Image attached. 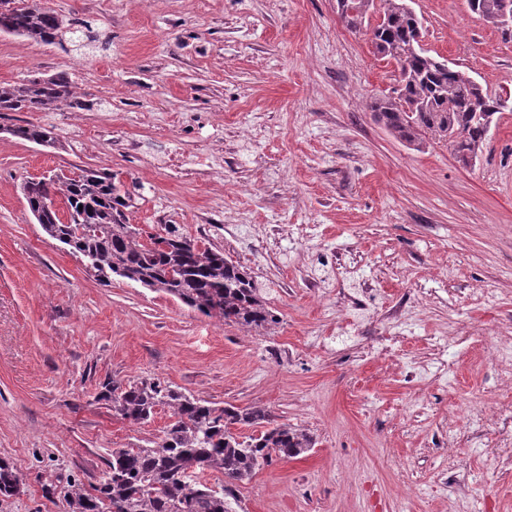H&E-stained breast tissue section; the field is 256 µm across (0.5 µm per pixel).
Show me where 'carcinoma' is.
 <instances>
[{
	"label": "carcinoma",
	"mask_w": 512,
	"mask_h": 512,
	"mask_svg": "<svg viewBox=\"0 0 512 512\" xmlns=\"http://www.w3.org/2000/svg\"><path fill=\"white\" fill-rule=\"evenodd\" d=\"M404 0H383V22L372 30V44L382 59L400 65L396 95L370 104L376 122L394 137L421 149L425 138L448 143L455 161L473 166L482 153L494 116L504 109L502 96L491 95L466 72L448 66L423 48L422 19L403 6ZM503 0H468L471 12L485 20L496 17ZM347 26L368 22L370 0H340ZM63 20L37 0H0V32L52 45L61 37ZM413 105L403 112L400 102ZM78 105L72 82L63 74L0 84V112H41L61 104ZM8 133L38 143L54 137L35 125ZM31 213H40L42 230L77 253H91V268L106 281L116 275L154 291L169 294L220 324H236L258 332L275 321L246 269L224 253L177 230L152 246L145 230L128 223L125 209L132 192L114 174L80 170L26 180L21 184ZM66 203L71 221L63 223L48 204ZM112 409L123 419L143 423L155 408L169 409L173 421L160 442L150 448H114L106 476L86 488L76 480L45 489L60 494L68 512H229L226 498L249 482L261 466L288 461L313 448V438L286 423H273L261 406L246 408L189 396L160 381L105 386ZM250 428L244 435L241 429ZM224 476L217 488L200 484L189 465ZM22 474L0 460V495L22 492Z\"/></svg>",
	"instance_id": "carcinoma-1"
}]
</instances>
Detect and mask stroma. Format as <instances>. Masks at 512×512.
I'll list each match as a JSON object with an SVG mask.
<instances>
[{"label":"stroma","instance_id":"stroma-1","mask_svg":"<svg viewBox=\"0 0 512 512\" xmlns=\"http://www.w3.org/2000/svg\"><path fill=\"white\" fill-rule=\"evenodd\" d=\"M77 32L0 33V83L68 74L79 104L0 112V459L24 490L0 512H67L44 489L98 483L116 448L161 441L101 394L158 379L217 405L265 407L313 436L260 468L229 512H512V111L474 167L418 151L368 107L398 87L339 0H47ZM424 46L512 95V41L467 0H410ZM32 123L55 145L10 135ZM133 188L130 223L177 225L246 266L278 321L220 325L112 277L47 236L20 191L75 168Z\"/></svg>","mask_w":512,"mask_h":512}]
</instances>
